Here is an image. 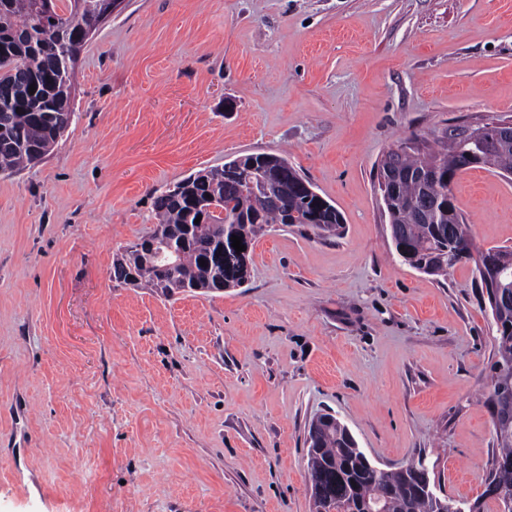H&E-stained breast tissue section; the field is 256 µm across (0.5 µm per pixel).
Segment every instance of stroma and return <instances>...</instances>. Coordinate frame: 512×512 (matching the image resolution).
Here are the masks:
<instances>
[{
    "label": "stroma",
    "mask_w": 512,
    "mask_h": 512,
    "mask_svg": "<svg viewBox=\"0 0 512 512\" xmlns=\"http://www.w3.org/2000/svg\"><path fill=\"white\" fill-rule=\"evenodd\" d=\"M53 150L0 170V512H311L331 413L368 459L483 491L496 359L474 262L397 255L378 191L416 136L512 117V0H125L81 48ZM287 157L343 216L274 225L250 277L164 297L113 280L154 200ZM478 246L512 247V175L459 172Z\"/></svg>",
    "instance_id": "stroma-1"
}]
</instances>
